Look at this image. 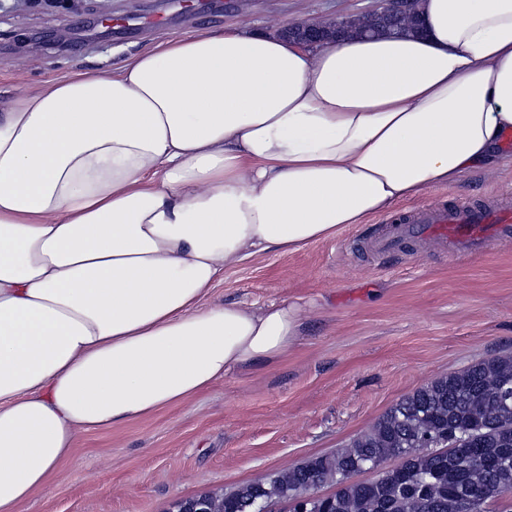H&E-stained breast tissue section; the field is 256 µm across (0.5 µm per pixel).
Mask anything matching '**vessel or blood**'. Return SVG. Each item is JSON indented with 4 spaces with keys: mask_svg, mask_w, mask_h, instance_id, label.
Returning <instances> with one entry per match:
<instances>
[{
    "mask_svg": "<svg viewBox=\"0 0 512 512\" xmlns=\"http://www.w3.org/2000/svg\"><path fill=\"white\" fill-rule=\"evenodd\" d=\"M512 230V205L497 199L484 204L462 202L451 207L419 209L388 221L368 243L375 252L389 251L407 238L431 239L455 256L483 251L493 240Z\"/></svg>",
    "mask_w": 512,
    "mask_h": 512,
    "instance_id": "b4317fda",
    "label": "vessel or blood"
}]
</instances>
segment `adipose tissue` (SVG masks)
Wrapping results in <instances>:
<instances>
[{"label": "adipose tissue", "instance_id": "adipose-tissue-1", "mask_svg": "<svg viewBox=\"0 0 512 512\" xmlns=\"http://www.w3.org/2000/svg\"><path fill=\"white\" fill-rule=\"evenodd\" d=\"M416 9L307 49L194 30L0 110V512L80 432L287 357L308 302H208L226 271L502 162L512 0Z\"/></svg>", "mask_w": 512, "mask_h": 512}]
</instances>
